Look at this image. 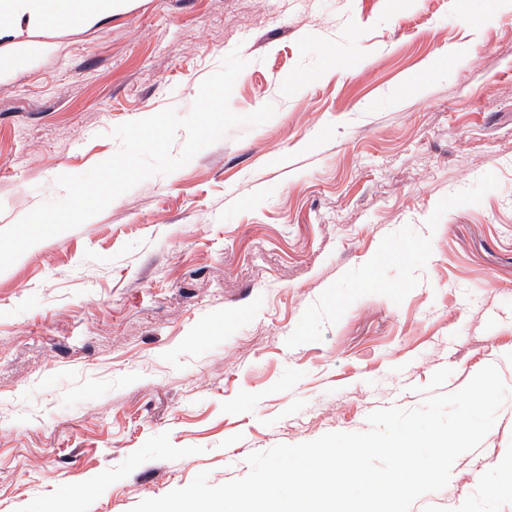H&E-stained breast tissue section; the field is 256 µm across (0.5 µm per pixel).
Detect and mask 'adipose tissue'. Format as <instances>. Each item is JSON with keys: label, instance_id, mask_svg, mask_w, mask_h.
<instances>
[{"label": "adipose tissue", "instance_id": "obj_1", "mask_svg": "<svg viewBox=\"0 0 512 512\" xmlns=\"http://www.w3.org/2000/svg\"><path fill=\"white\" fill-rule=\"evenodd\" d=\"M128 0H0V38L35 26L92 28L126 7Z\"/></svg>", "mask_w": 512, "mask_h": 512}]
</instances>
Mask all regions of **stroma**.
<instances>
[{"label": "stroma", "mask_w": 512, "mask_h": 512, "mask_svg": "<svg viewBox=\"0 0 512 512\" xmlns=\"http://www.w3.org/2000/svg\"><path fill=\"white\" fill-rule=\"evenodd\" d=\"M52 54L29 51L31 41ZM240 49L233 129L0 272V512H131L369 430L496 366L512 390V5L130 0L0 39V229L186 115ZM346 60L336 68L330 58ZM410 512H512V394Z\"/></svg>", "instance_id": "obj_1"}]
</instances>
